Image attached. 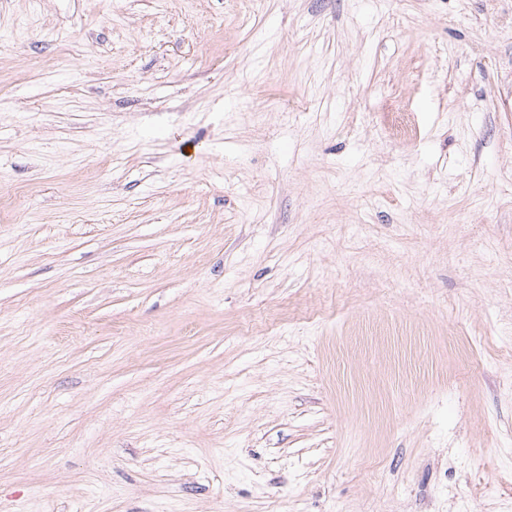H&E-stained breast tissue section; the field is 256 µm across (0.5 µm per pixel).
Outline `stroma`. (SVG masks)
Here are the masks:
<instances>
[{
    "instance_id": "obj_1",
    "label": "stroma",
    "mask_w": 512,
    "mask_h": 512,
    "mask_svg": "<svg viewBox=\"0 0 512 512\" xmlns=\"http://www.w3.org/2000/svg\"><path fill=\"white\" fill-rule=\"evenodd\" d=\"M0 512H512V0H0Z\"/></svg>"
}]
</instances>
